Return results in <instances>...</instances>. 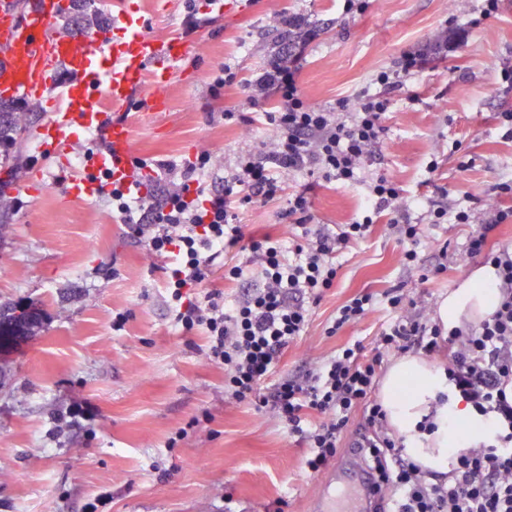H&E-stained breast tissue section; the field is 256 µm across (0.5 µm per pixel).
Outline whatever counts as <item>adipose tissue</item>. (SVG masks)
I'll use <instances>...</instances> for the list:
<instances>
[{
  "label": "adipose tissue",
  "mask_w": 512,
  "mask_h": 512,
  "mask_svg": "<svg viewBox=\"0 0 512 512\" xmlns=\"http://www.w3.org/2000/svg\"><path fill=\"white\" fill-rule=\"evenodd\" d=\"M498 304L496 270L487 265L449 292L439 305L438 317L449 329L493 313ZM447 390L443 368L413 356L390 367L380 390L389 424L403 436L408 454L423 467L440 473L451 470L457 448L490 428L488 419L463 404H437L438 395ZM428 414L437 425L430 435L417 430L418 422Z\"/></svg>",
  "instance_id": "1"
}]
</instances>
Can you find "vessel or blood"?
Here are the masks:
<instances>
[{"label":"vessel or blood","instance_id":"b4317fda","mask_svg":"<svg viewBox=\"0 0 512 512\" xmlns=\"http://www.w3.org/2000/svg\"><path fill=\"white\" fill-rule=\"evenodd\" d=\"M63 0H37L26 17H19L9 0H0V94L36 96L51 94L50 116L40 128V142L61 159L79 133L106 127L110 148L95 159L113 179L126 178L133 154V128L107 123L108 110L125 108L134 90L151 84L147 102L151 112L164 111L166 83L178 73L190 52L180 34L159 40L145 34V20L134 8L119 14L114 27L87 34L54 29ZM65 66L71 81L55 86L57 66ZM337 478L344 492L318 499L313 512H366L370 487L355 461L340 467Z\"/></svg>","mask_w":512,"mask_h":512}]
</instances>
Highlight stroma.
<instances>
[{
    "mask_svg": "<svg viewBox=\"0 0 512 512\" xmlns=\"http://www.w3.org/2000/svg\"><path fill=\"white\" fill-rule=\"evenodd\" d=\"M134 2L154 37L182 28L190 13L200 24L191 56L164 90L166 110L143 120L151 84L131 96L135 156L178 168L202 147L231 158L271 135L267 126L224 123V108L248 113L246 95L234 85L215 96L210 84L227 63L246 77L269 65L281 44L268 28L272 12L301 15L315 30L299 84L309 102L322 106L367 86L377 69L442 29L462 34L454 52L431 57L394 97L380 158L371 166L420 199L410 211L411 222L424 224L418 251L447 248V273L419 283L402 267L395 230L373 225L341 256L334 287L313 306L277 375L377 336L389 318L381 305L336 335L326 333L356 293L399 286L433 317L449 291L480 267V259L465 254L468 227L424 223V202L444 187L479 218L493 202L491 186L512 179V140L495 119L512 109L500 78L501 68L512 66V0H501L497 17L481 23L476 0H372L354 22L340 0H229L220 18L201 11V0H168L163 14L154 0ZM19 104L17 162L0 164V306L38 307L43 321L35 336L0 349V512H262L277 499L283 512H310L332 490L329 471L305 470L304 448L272 413L225 396L223 369L199 352L204 337L174 326L162 270L152 269L145 246L113 221L107 199L67 194L64 178L80 171L93 133L80 134L60 165L38 141L48 99L23 97ZM434 155L441 164L430 176L425 167ZM38 172L50 190L26 194ZM287 183L292 191L308 185L310 211L327 224L352 222L363 204L360 185L318 176ZM286 206L283 199L255 204L239 217L246 232L285 237L292 231L282 217ZM122 311L130 318L113 330L112 315ZM76 402L94 408V421L77 428L55 423ZM204 411L211 422L189 428ZM183 427L187 437L168 447Z\"/></svg>",
    "mask_w": 512,
    "mask_h": 512,
    "instance_id": "1",
    "label": "stroma"
}]
</instances>
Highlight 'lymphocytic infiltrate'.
<instances>
[{
  "label": "lymphocytic infiltrate",
  "mask_w": 512,
  "mask_h": 512,
  "mask_svg": "<svg viewBox=\"0 0 512 512\" xmlns=\"http://www.w3.org/2000/svg\"><path fill=\"white\" fill-rule=\"evenodd\" d=\"M305 42L283 40L280 58L254 79L240 81L236 69L220 68L213 85L243 84L274 137L224 161L202 150L182 169L163 159L132 158L133 174L154 175L146 196L113 182L109 171L87 170L113 213L132 229L136 242L164 259L168 310L183 332L202 333L204 358L224 371V390L239 403L270 409L306 450L304 466L320 472L333 460L355 411L364 413L357 448L382 498L393 512H512V251L489 246L491 234L512 223V181L496 183L498 203L466 239L469 258L493 265L499 307L479 323L444 329L416 312L414 301L393 288L383 296L364 291L349 298L329 328L337 333L359 322L376 305H386L391 321L371 345L357 340L321 364L299 366L279 377L275 369L301 336L309 307L332 288L338 259L365 237L382 213L398 216L396 232L406 244L402 264L419 271L420 282L446 272L447 250L434 261L420 258V225L408 222L411 205L404 189L386 174L364 181L379 150L391 98L423 72L429 57L448 51L437 40L403 51L391 66L378 69L372 88L333 106L307 101L297 81ZM321 173L342 186L366 183L358 216L347 224L315 223L305 192L287 193L292 173ZM287 198L283 213L299 232L292 240L249 237L239 211L249 204ZM245 245L248 254L234 265L227 249ZM223 267L224 282L211 276ZM234 292H225V285ZM420 353L441 357L452 397L491 421L484 436L458 449L450 472L423 468L388 429L387 414L375 396L377 376L388 355Z\"/></svg>",
  "instance_id": "obj_1"
}]
</instances>
